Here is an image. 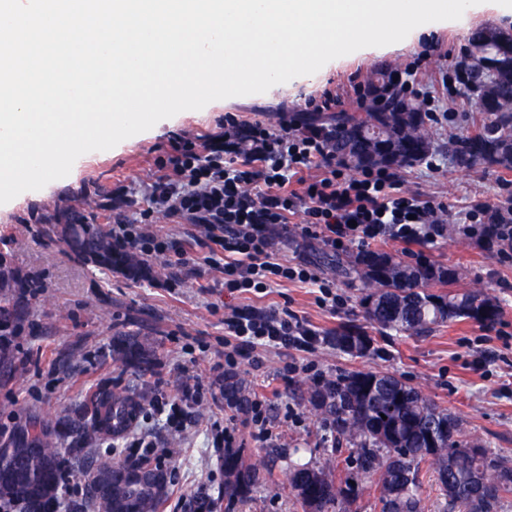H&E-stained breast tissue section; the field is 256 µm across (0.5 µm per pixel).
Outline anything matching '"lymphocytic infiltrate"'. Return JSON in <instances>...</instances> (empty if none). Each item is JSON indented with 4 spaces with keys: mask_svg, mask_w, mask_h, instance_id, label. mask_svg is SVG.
Segmentation results:
<instances>
[{
    "mask_svg": "<svg viewBox=\"0 0 512 512\" xmlns=\"http://www.w3.org/2000/svg\"><path fill=\"white\" fill-rule=\"evenodd\" d=\"M368 103L362 82L350 78L340 91L311 99L312 115H332ZM323 125L280 112L277 122L241 120L228 112L216 131L180 129L156 158L141 198L112 199L110 239L151 261L173 258L184 275L205 265L229 293L264 294L291 282L330 295L332 284L278 246L302 234L332 249L368 248L389 238L407 245L436 243L444 235L448 208L403 192L393 169L370 167L351 175L327 150ZM163 214L185 226L183 237L154 230ZM301 224H293L294 216ZM205 248L204 256L194 247ZM224 362L232 366L246 351H310L315 331L287 308L233 309L224 320Z\"/></svg>",
    "mask_w": 512,
    "mask_h": 512,
    "instance_id": "1",
    "label": "lymphocytic infiltrate"
}]
</instances>
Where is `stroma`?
Instances as JSON below:
<instances>
[{"label":"stroma","mask_w":512,"mask_h":512,"mask_svg":"<svg viewBox=\"0 0 512 512\" xmlns=\"http://www.w3.org/2000/svg\"><path fill=\"white\" fill-rule=\"evenodd\" d=\"M483 25L509 28L512 18L498 17L489 9L468 13L460 24L426 29L394 51L354 53L328 62L309 78L290 80L266 93L181 112L112 149L80 156L67 177L0 205V255L8 268L43 283L40 295L21 302L11 351L13 370L0 373V443L52 428L73 414L92 389L118 383L174 400L181 381L191 377L211 386L215 398L189 405L182 428L168 426L166 411L154 406L135 424L139 436L163 451L162 465L171 474L161 512H176L178 505L198 494L210 498L214 512H304L289 489H266L272 475L265 470L260 473L261 488L247 497L224 494V451L214 447L210 428L212 421L229 412L219 368L224 361V316L237 307L279 304L321 335L341 325L363 323L360 282L336 279V305L331 308L318 302V289L295 283L272 288L261 299L230 297L205 266L192 277H178L168 269L157 278L134 280L75 255L64 241L59 218L73 209L87 223L103 225L113 194L142 192L154 158L163 154L174 131L211 132L228 112L239 113L246 121L276 122L282 109L304 110L310 98L341 86L351 76L367 79L385 63L404 66L434 39L449 55L433 57L432 68L454 69L470 33ZM449 88L443 101L449 115L432 122V157L440 168L430 171L422 161L400 168L401 188L447 203L452 213L475 199L506 206L512 187H503L501 180L512 179V170L484 164L462 168L450 157L449 129L473 133L477 108L458 81H451ZM35 212L46 222L34 230L29 218ZM502 250V245L487 243L482 233L469 230L459 231L457 241L443 238L422 250L427 261L456 269L459 285L479 283L499 301L501 314L494 324L461 319L413 336L373 328L372 349L363 357L326 343L312 354L292 349L246 352L233 372L244 397L263 399L271 436L255 441L248 427L236 422L237 452L245 463L257 465L272 457L281 469L292 449L300 448L304 460L322 465L332 427L310 403L315 374L333 378L377 369L448 409L459 418L463 435L481 438L489 452L512 467V258H505ZM124 333L148 337L156 354L150 371L138 375L113 362L112 338ZM290 363L298 365V372L287 371Z\"/></svg>","instance_id":"stroma-1"}]
</instances>
